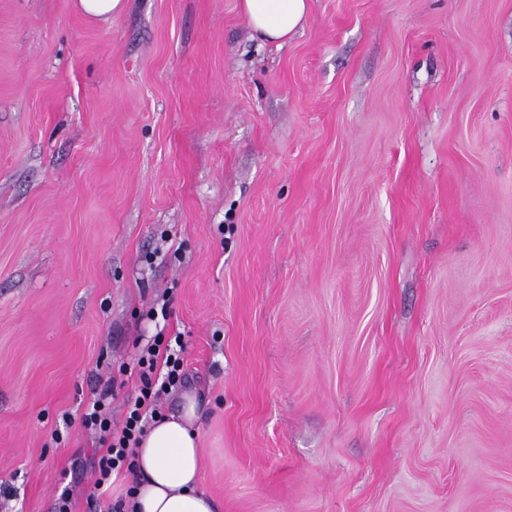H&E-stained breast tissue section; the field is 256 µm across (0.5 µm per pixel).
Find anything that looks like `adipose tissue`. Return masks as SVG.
I'll use <instances>...</instances> for the list:
<instances>
[{
	"instance_id": "1",
	"label": "adipose tissue",
	"mask_w": 512,
	"mask_h": 512,
	"mask_svg": "<svg viewBox=\"0 0 512 512\" xmlns=\"http://www.w3.org/2000/svg\"><path fill=\"white\" fill-rule=\"evenodd\" d=\"M240 10L254 34L281 44L302 28L309 0H240ZM197 421L196 396L187 393L174 412L152 422L136 450L134 512H219L217 500L198 486Z\"/></svg>"
}]
</instances>
